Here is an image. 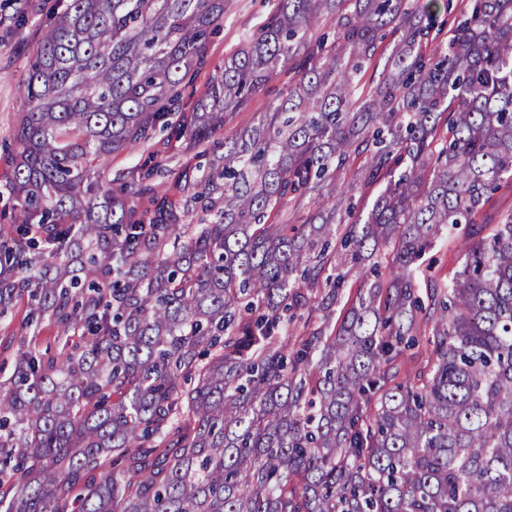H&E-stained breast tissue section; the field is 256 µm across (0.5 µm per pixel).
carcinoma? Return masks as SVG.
<instances>
[{
	"label": "carcinoma",
	"mask_w": 512,
	"mask_h": 512,
	"mask_svg": "<svg viewBox=\"0 0 512 512\" xmlns=\"http://www.w3.org/2000/svg\"><path fill=\"white\" fill-rule=\"evenodd\" d=\"M231 4L58 0L41 33L0 157V316L29 307L0 512H512V213L478 219L512 184V0L444 42L438 0H278L182 113L204 164L112 177ZM288 82V74H282L280 78L271 82L263 92L257 94L249 103L246 112H240L228 127L237 122L247 121L258 112H263L270 102L274 101L285 89ZM464 244L465 239L463 238L462 232L454 239H447V241L439 243L428 255L429 258L433 257L437 260L433 272L438 270L442 276H446L448 273L454 271L458 267L462 254L466 250Z\"/></svg>",
	"instance_id": "cac0c4a2"
}]
</instances>
